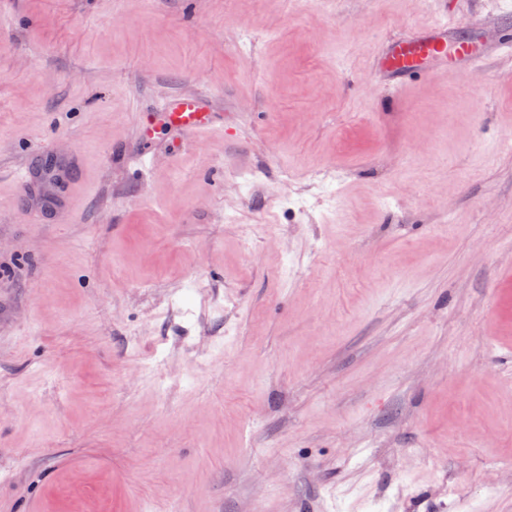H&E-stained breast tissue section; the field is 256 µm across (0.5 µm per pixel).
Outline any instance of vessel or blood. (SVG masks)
<instances>
[{
    "instance_id": "vessel-or-blood-1",
    "label": "vessel or blood",
    "mask_w": 512,
    "mask_h": 512,
    "mask_svg": "<svg viewBox=\"0 0 512 512\" xmlns=\"http://www.w3.org/2000/svg\"><path fill=\"white\" fill-rule=\"evenodd\" d=\"M449 24L437 20L429 36L412 41L391 43L380 58V70L392 81L394 88L405 87L417 72L421 62L428 58L452 56L458 72H465L485 56L477 41L448 40ZM204 98L200 95L180 94L164 101L163 113L172 129L179 135L180 143L200 144L215 131V113L205 111Z\"/></svg>"
}]
</instances>
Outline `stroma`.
I'll list each match as a JSON object with an SVG mask.
<instances>
[{"mask_svg":"<svg viewBox=\"0 0 512 512\" xmlns=\"http://www.w3.org/2000/svg\"><path fill=\"white\" fill-rule=\"evenodd\" d=\"M441 14L512 30L491 0H0V512H512V57L376 74ZM193 91L231 131L173 157Z\"/></svg>","mask_w":512,"mask_h":512,"instance_id":"obj_1","label":"stroma"}]
</instances>
